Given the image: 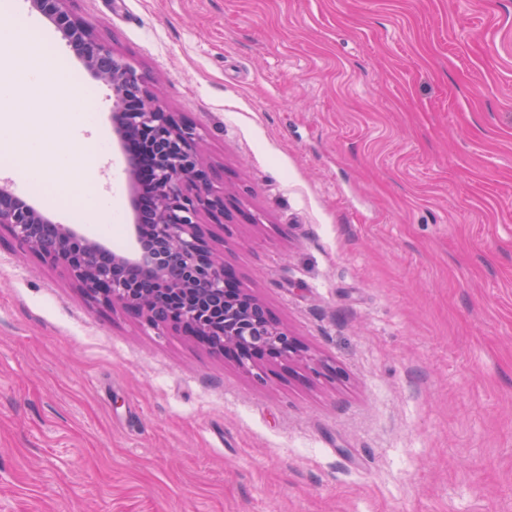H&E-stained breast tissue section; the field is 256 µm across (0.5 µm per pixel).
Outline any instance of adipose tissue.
<instances>
[{"label": "adipose tissue", "instance_id": "obj_1", "mask_svg": "<svg viewBox=\"0 0 512 512\" xmlns=\"http://www.w3.org/2000/svg\"><path fill=\"white\" fill-rule=\"evenodd\" d=\"M19 22H0V92L11 93L16 84L28 86L42 100H49L64 86L55 72L42 68L43 57L36 43L26 41ZM41 126L17 113L9 124L0 126V153L10 158L23 178H43L64 172L71 162L65 154H52Z\"/></svg>", "mask_w": 512, "mask_h": 512}]
</instances>
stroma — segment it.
Wrapping results in <instances>:
<instances>
[{
	"label": "stroma",
	"instance_id": "35a3bbf8",
	"mask_svg": "<svg viewBox=\"0 0 512 512\" xmlns=\"http://www.w3.org/2000/svg\"><path fill=\"white\" fill-rule=\"evenodd\" d=\"M63 64L64 193L133 216L112 91ZM229 195L242 288L306 349L263 376L0 247V512H512V0H72Z\"/></svg>",
	"mask_w": 512,
	"mask_h": 512
}]
</instances>
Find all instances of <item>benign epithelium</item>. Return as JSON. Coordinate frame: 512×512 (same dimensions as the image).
I'll use <instances>...</instances> for the list:
<instances>
[{
  "mask_svg": "<svg viewBox=\"0 0 512 512\" xmlns=\"http://www.w3.org/2000/svg\"><path fill=\"white\" fill-rule=\"evenodd\" d=\"M71 0H30L61 33L96 78L111 87L118 143L132 136L151 143V210L136 200L135 162L127 160L133 241L118 255L57 224L0 184V243L6 241L61 269L98 303L120 307L156 329L174 328L213 349L235 353L238 364L259 370L301 357L297 338L259 300L240 288L224 261L226 193L219 173L199 151L196 125L168 112L144 77L69 8Z\"/></svg>",
  "mask_w": 512,
  "mask_h": 512,
  "instance_id": "7a95c632",
  "label": "benign epithelium"
}]
</instances>
